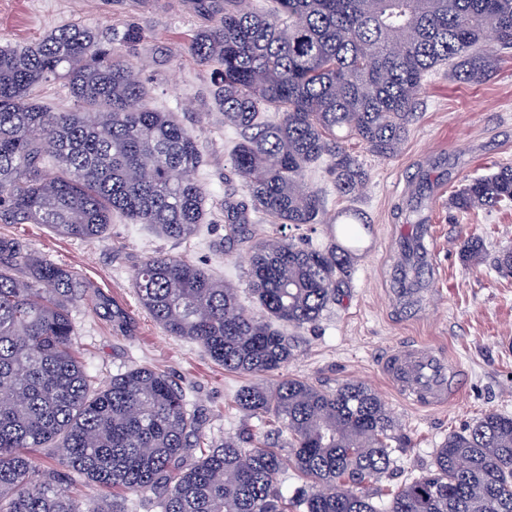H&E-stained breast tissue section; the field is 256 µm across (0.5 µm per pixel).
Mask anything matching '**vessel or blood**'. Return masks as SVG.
<instances>
[{
    "label": "vessel or blood",
    "mask_w": 512,
    "mask_h": 512,
    "mask_svg": "<svg viewBox=\"0 0 512 512\" xmlns=\"http://www.w3.org/2000/svg\"><path fill=\"white\" fill-rule=\"evenodd\" d=\"M382 368L397 391L418 407L441 406L454 396L455 367L421 345L394 348L383 358Z\"/></svg>",
    "instance_id": "obj_1"
}]
</instances>
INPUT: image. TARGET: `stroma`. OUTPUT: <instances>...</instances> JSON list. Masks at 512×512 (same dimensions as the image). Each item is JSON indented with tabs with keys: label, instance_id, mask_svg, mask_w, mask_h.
Instances as JSON below:
<instances>
[{
	"label": "stroma",
	"instance_id": "obj_1",
	"mask_svg": "<svg viewBox=\"0 0 512 512\" xmlns=\"http://www.w3.org/2000/svg\"><path fill=\"white\" fill-rule=\"evenodd\" d=\"M191 2L0 0V47L28 46L63 25L103 33L126 22L143 26L137 59L151 104L176 113L203 156L196 177L207 215L199 231L171 240L116 215L105 237L93 243L56 235L42 224H0V235L75 274L81 290L71 307L74 349L95 387L147 366L185 390L191 409L201 416L203 446L189 452L195 459L203 447L222 444L246 429L259 444L280 446L284 437L235 405L237 391L251 383V376L226 371L198 343L168 335L133 288L135 270L145 258L176 256L235 285L243 307L256 309L247 286L249 251L224 241L225 177L240 133L225 126L214 103L211 67L196 61L183 39L184 33L211 23ZM348 148L367 172L357 198L338 195L325 165H316L306 180L325 197L324 223L281 231L304 246L346 243L340 213L348 208L363 213L372 229L354 245L351 279L339 302L316 323L289 329L295 355L281 374L327 389L358 380L382 396L408 445L397 450L393 469L369 489L381 507L391 491L431 468L448 433L489 412L512 415V274L493 265L498 249L512 247V206L465 214L448 204L450 192L466 178L512 165V50L478 85L453 81L444 68L429 73L396 155L376 156L354 140ZM412 212L428 229L424 291L414 305L400 297L395 284L397 270L410 262L400 243L411 233L407 217ZM472 234L482 238L485 252L466 263L460 246ZM407 342L429 345L459 370L458 391L446 406L416 407L386 379L384 354Z\"/></svg>",
	"mask_w": 512,
	"mask_h": 512
}]
</instances>
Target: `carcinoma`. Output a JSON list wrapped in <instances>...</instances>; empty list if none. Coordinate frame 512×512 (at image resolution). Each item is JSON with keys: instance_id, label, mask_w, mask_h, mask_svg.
<instances>
[{"instance_id": "carcinoma-1", "label": "carcinoma", "mask_w": 512, "mask_h": 512, "mask_svg": "<svg viewBox=\"0 0 512 512\" xmlns=\"http://www.w3.org/2000/svg\"><path fill=\"white\" fill-rule=\"evenodd\" d=\"M211 25L188 49L217 62L215 101L240 130L230 172L245 194L224 192L227 239L251 237L250 213L274 224H322L321 192L305 181L324 162L336 191L353 198L366 181L343 138L384 158L399 150L424 91L446 67L466 84L493 73L512 49V0H193ZM138 24L102 35L62 26L24 49L0 48V223L45 224L86 242L102 239L119 213L168 239L204 221L196 180L202 155L176 113L151 106L119 54L144 39ZM64 82L74 108L52 112L33 89ZM58 173L44 170L45 157ZM512 203V166L467 180L452 194L459 211ZM356 238L369 222L342 212ZM426 228L402 242L420 258ZM352 248L302 247L277 236L252 244L248 290L261 311L244 310L238 290L195 264L151 256L137 268L135 292L169 335L200 343L228 371L281 370L293 356L281 326L318 321L350 279ZM424 264L398 273L419 284ZM80 283L68 269L0 236V512H123L82 505L63 488L77 476L127 495H152L158 512H512V417L488 413L448 433L433 469L390 493L386 508L368 489L403 447L384 399L360 382L323 389L283 378L236 395L248 417H273L282 448H250L252 433L184 462L200 446L199 418L183 389L149 367L91 387L74 350L69 306ZM55 448L58 467L34 452ZM291 455L305 488L291 498L278 483Z\"/></svg>"}]
</instances>
